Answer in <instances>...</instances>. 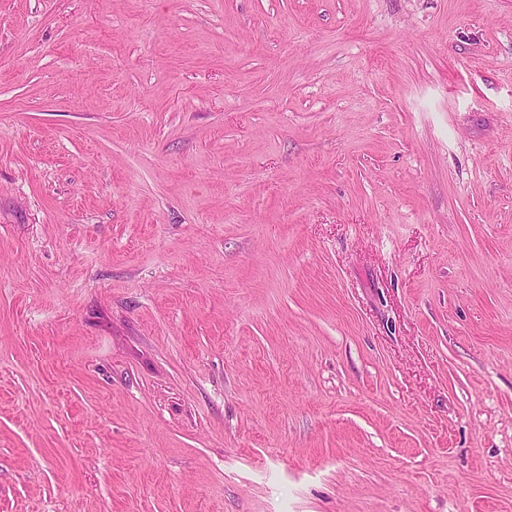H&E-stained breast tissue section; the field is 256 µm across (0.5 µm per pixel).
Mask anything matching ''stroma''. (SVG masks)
I'll use <instances>...</instances> for the list:
<instances>
[{
	"label": "stroma",
	"instance_id": "1",
	"mask_svg": "<svg viewBox=\"0 0 512 512\" xmlns=\"http://www.w3.org/2000/svg\"><path fill=\"white\" fill-rule=\"evenodd\" d=\"M0 512H512V0H0Z\"/></svg>",
	"mask_w": 512,
	"mask_h": 512
}]
</instances>
